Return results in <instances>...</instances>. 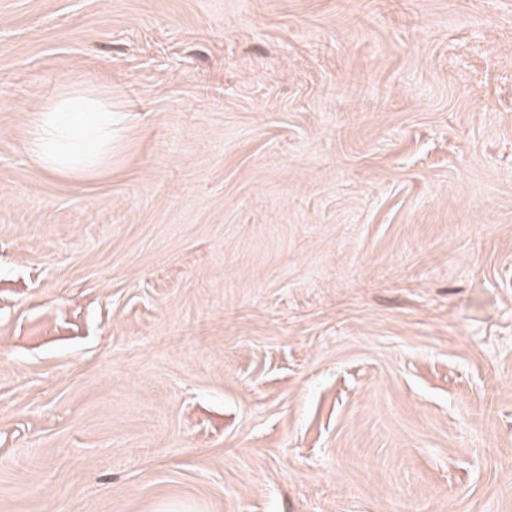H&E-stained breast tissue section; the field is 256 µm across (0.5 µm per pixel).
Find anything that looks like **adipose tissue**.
I'll return each instance as SVG.
<instances>
[{"mask_svg":"<svg viewBox=\"0 0 512 512\" xmlns=\"http://www.w3.org/2000/svg\"><path fill=\"white\" fill-rule=\"evenodd\" d=\"M112 98L85 86L61 90L34 113L29 154L43 170L80 180L112 165Z\"/></svg>","mask_w":512,"mask_h":512,"instance_id":"obj_1","label":"adipose tissue"}]
</instances>
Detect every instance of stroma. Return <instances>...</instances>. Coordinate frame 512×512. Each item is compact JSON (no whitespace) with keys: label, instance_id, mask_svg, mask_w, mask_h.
Masks as SVG:
<instances>
[{"label":"stroma","instance_id":"1","mask_svg":"<svg viewBox=\"0 0 512 512\" xmlns=\"http://www.w3.org/2000/svg\"><path fill=\"white\" fill-rule=\"evenodd\" d=\"M0 512H512V0H0ZM113 120L111 96L66 87L33 114L28 152L47 172L75 180L93 176L112 166Z\"/></svg>","mask_w":512,"mask_h":512}]
</instances>
